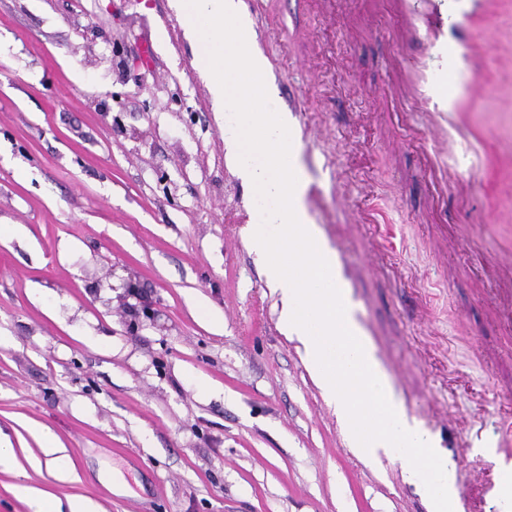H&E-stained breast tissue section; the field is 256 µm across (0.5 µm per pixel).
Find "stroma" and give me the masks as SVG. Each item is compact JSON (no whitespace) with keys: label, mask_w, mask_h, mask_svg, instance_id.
<instances>
[{"label":"stroma","mask_w":512,"mask_h":512,"mask_svg":"<svg viewBox=\"0 0 512 512\" xmlns=\"http://www.w3.org/2000/svg\"><path fill=\"white\" fill-rule=\"evenodd\" d=\"M295 97L321 232L409 416L500 512L512 462V168L492 52L448 181L399 112L386 0H251ZM174 0H0V512L23 483L96 512H428L355 456L245 239L223 114ZM52 433L75 470L52 478ZM494 496L502 512L512 510V465H503V473L500 482L494 490Z\"/></svg>","instance_id":"stroma-1"}]
</instances>
